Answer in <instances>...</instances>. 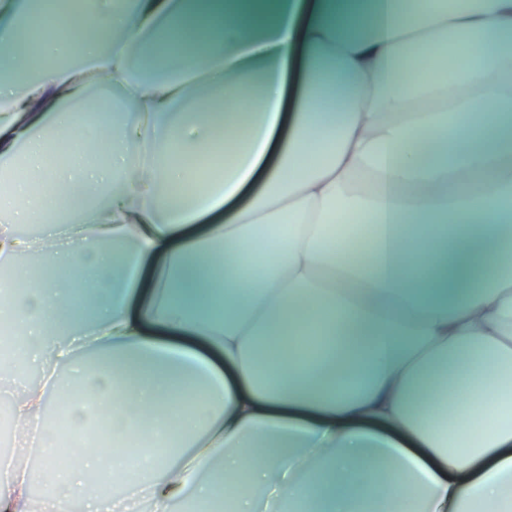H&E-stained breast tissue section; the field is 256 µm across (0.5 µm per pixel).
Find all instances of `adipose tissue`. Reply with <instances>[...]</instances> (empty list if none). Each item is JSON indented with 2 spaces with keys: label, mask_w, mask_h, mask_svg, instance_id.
Returning <instances> with one entry per match:
<instances>
[{
  "label": "adipose tissue",
  "mask_w": 512,
  "mask_h": 512,
  "mask_svg": "<svg viewBox=\"0 0 512 512\" xmlns=\"http://www.w3.org/2000/svg\"><path fill=\"white\" fill-rule=\"evenodd\" d=\"M56 0H0V165L27 176L0 199V256L48 252L59 278H0V322L52 387L10 388L16 432L41 464L0 475V512H512V0H97L59 29ZM176 34L167 75L141 79L131 50ZM332 65L348 99L325 115ZM253 79L246 121L213 96ZM296 110L284 116L289 84ZM113 116L110 160L85 161L82 116ZM236 149L221 179L179 203L215 128ZM71 144L57 180L90 190L75 215L37 186L48 147ZM223 223L187 231L204 215ZM86 320L60 332L74 288ZM174 336L205 340L227 381ZM133 358L125 380L88 371L83 341ZM367 365L354 393L337 373ZM197 385L179 416L188 448L124 474L93 433L139 434L168 384ZM73 396L70 404L60 393ZM67 420L76 466L56 465L47 409ZM124 475L125 499L102 488Z\"/></svg>",
  "instance_id": "adipose-tissue-1"
}]
</instances>
